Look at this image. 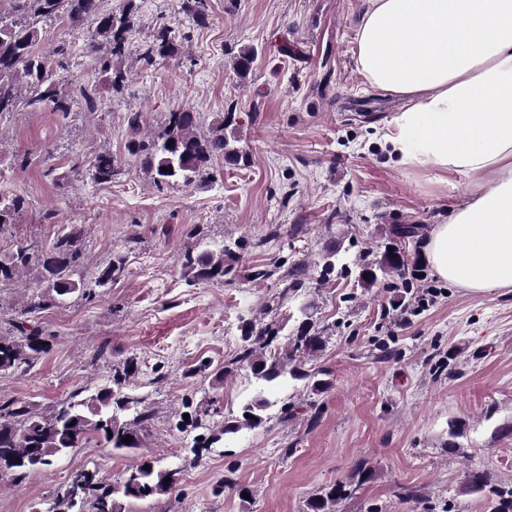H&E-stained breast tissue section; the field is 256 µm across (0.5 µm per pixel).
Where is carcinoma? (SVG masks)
I'll list each match as a JSON object with an SVG mask.
<instances>
[{
  "mask_svg": "<svg viewBox=\"0 0 512 512\" xmlns=\"http://www.w3.org/2000/svg\"><path fill=\"white\" fill-rule=\"evenodd\" d=\"M8 12L0 11V115L25 106L33 111L49 108L61 117L71 110V95L61 91L54 82L57 69L63 66L65 50L51 54L35 51L40 35L38 23L57 20L76 30L85 23L95 25L94 37L86 43V53L98 60L101 76L115 91L126 87L127 69L122 66L128 54L137 25L135 0H123L119 11H104L101 0H9ZM183 9L197 26L209 23L206 0H183ZM179 51L174 29L161 22L148 41L139 47V60L152 66L159 59L174 58ZM255 59L252 49L242 51L235 68L242 77L249 74ZM76 97L86 110H98L96 89L83 86ZM232 116L220 117L210 130L195 129L194 113H169L168 122L155 135L134 141L130 150L138 154L155 184L181 182L186 186L209 181L208 164L222 159L237 165L243 159L242 150L234 146L237 138L227 135ZM86 167V174L96 184H108L122 173L116 158L109 152L98 154L88 165L74 160V167ZM25 207L24 199L0 194V234L16 223ZM86 234L83 224H63L53 243L46 249L18 245L0 252V286L15 283L21 275L33 273L37 289L18 307L14 318L15 336H0V372H24L48 348L47 337L33 318L44 308L46 301L60 303L73 296L89 297L97 288H110L126 274L127 260L116 254L112 260L87 276L83 249ZM235 259L231 249L222 245L201 243L179 258L182 276L188 282L222 281L232 271L228 260ZM406 266L400 250L390 248L379 261H364L360 279L367 287L379 279L401 273ZM269 324H252L244 336L233 364L247 367L259 382L271 383L289 374L305 382L314 394L328 391L332 386L330 373L323 369L305 368L306 359L325 348L322 331L310 308H300V318L291 337V347L280 354L272 350L277 338ZM133 362L112 372V386L82 398L73 394L49 416H40L22 402L0 403V471L13 472L20 478L52 464L53 459L79 447L92 433L102 437L113 451H131L140 447L139 427L150 418L141 400L124 392L132 373ZM268 406L257 398L247 406L246 416L224 423L211 433V438L195 443L189 449L190 462L200 461L203 453L227 434L243 427L255 428L264 422L260 411ZM131 437L128 443L123 438ZM149 469H144V466ZM180 483V471L159 468L152 459H140L127 470L119 484L112 485L99 476L96 469L74 472L57 493L54 512H125L122 498H142L175 491ZM352 483L338 480L308 500V512H335L336 503L352 494ZM465 486L480 493L491 504L492 512H512V485L490 482L487 474L471 469L465 474Z\"/></svg>",
  "mask_w": 512,
  "mask_h": 512,
  "instance_id": "cac0c4a2",
  "label": "carcinoma"
}]
</instances>
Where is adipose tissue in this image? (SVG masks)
I'll return each mask as SVG.
<instances>
[{
	"instance_id": "obj_1",
	"label": "adipose tissue",
	"mask_w": 512,
	"mask_h": 512,
	"mask_svg": "<svg viewBox=\"0 0 512 512\" xmlns=\"http://www.w3.org/2000/svg\"><path fill=\"white\" fill-rule=\"evenodd\" d=\"M355 40L366 82L407 101L393 153L468 179L429 232L433 271L473 294L512 288V0H367Z\"/></svg>"
}]
</instances>
